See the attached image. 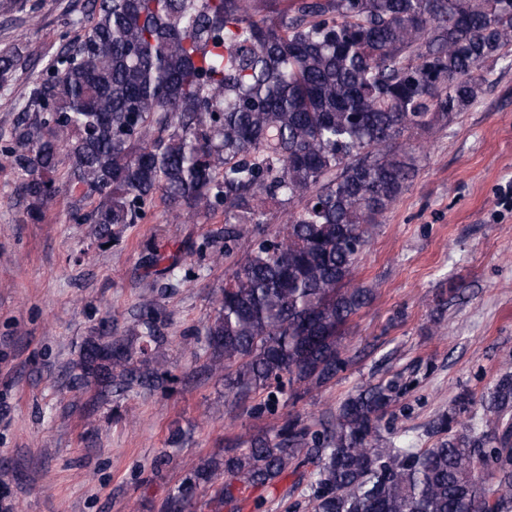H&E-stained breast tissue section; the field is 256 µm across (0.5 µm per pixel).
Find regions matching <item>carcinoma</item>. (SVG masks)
<instances>
[{"instance_id":"1","label":"carcinoma","mask_w":512,"mask_h":512,"mask_svg":"<svg viewBox=\"0 0 512 512\" xmlns=\"http://www.w3.org/2000/svg\"><path fill=\"white\" fill-rule=\"evenodd\" d=\"M88 2L89 25L42 68L0 150L30 212L64 184L98 199L74 219L117 242L157 196L168 224L224 208L210 372L237 400L261 395L253 414L327 386L349 365L345 327L375 297L353 271L413 171L419 145L398 140L477 102L481 68L512 48V0ZM29 62L1 49L0 83ZM269 205L287 215L273 232ZM244 237L255 243L239 259ZM182 253L147 246L144 276L189 280ZM139 312L127 336L102 323L69 366L94 405L168 382L156 296ZM406 390L377 383L325 419L237 437L188 471L162 512H188L201 487L214 489L212 512L234 510L242 488L309 464L311 512H512V371L482 393L479 413L469 393L456 396L429 448L383 433Z\"/></svg>"}]
</instances>
